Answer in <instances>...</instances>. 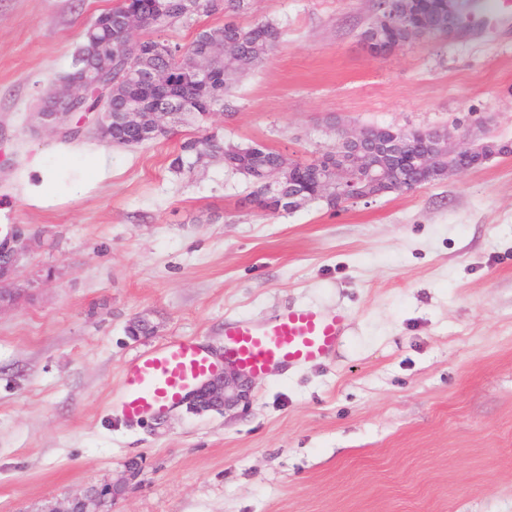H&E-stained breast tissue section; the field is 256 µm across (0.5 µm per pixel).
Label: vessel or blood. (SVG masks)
Masks as SVG:
<instances>
[{"instance_id":"1","label":"vessel or blood","mask_w":512,"mask_h":512,"mask_svg":"<svg viewBox=\"0 0 512 512\" xmlns=\"http://www.w3.org/2000/svg\"><path fill=\"white\" fill-rule=\"evenodd\" d=\"M345 327L342 315L291 307L260 327L237 320L226 322L227 351L221 360L199 341L167 342L125 366L119 410L129 422L161 415L226 360L240 362L257 376L286 366L320 363L334 351Z\"/></svg>"}]
</instances>
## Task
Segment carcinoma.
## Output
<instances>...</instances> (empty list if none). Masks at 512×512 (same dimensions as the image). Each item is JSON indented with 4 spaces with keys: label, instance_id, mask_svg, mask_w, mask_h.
<instances>
[{
    "label": "carcinoma",
    "instance_id": "carcinoma-1",
    "mask_svg": "<svg viewBox=\"0 0 512 512\" xmlns=\"http://www.w3.org/2000/svg\"><path fill=\"white\" fill-rule=\"evenodd\" d=\"M155 0H133L132 6L141 12L143 25L138 34L118 31L115 15L125 3L100 13L94 28L85 33L90 41L112 56L114 71L122 69L139 44L162 43L165 50L156 51L139 59L140 81L121 82L112 92V139L134 141L141 139V132L152 123V113L160 111L169 101V96H184L191 101V112H231L235 109L230 94L234 78L262 64L276 49L282 32L269 22H256L244 26L235 17L247 10L250 0H200V12L205 15H222L224 23L200 29L187 44L173 43L168 34L177 26H189L194 17L182 10L180 0H167L168 7L159 12L154 8ZM381 16H390L388 27L373 23L364 32L368 47L375 51L390 50L411 38L423 34L448 33V0H378ZM211 42L224 44V60L205 54ZM198 67L212 71L213 80L199 84L190 80ZM155 72L166 73V82L157 85L149 80ZM135 110L142 121L129 124L123 113ZM210 142L211 150L221 158L224 165L242 174H252L253 190L245 199L246 204L263 212L279 213L285 209L281 201L288 197V182L279 181L280 193L269 195L263 190L264 183L278 177L282 159L281 152L262 147L254 152H245L238 146L224 143L215 134L190 138L182 142L180 154L173 161L175 169L181 171L188 156Z\"/></svg>",
    "mask_w": 512,
    "mask_h": 512
}]
</instances>
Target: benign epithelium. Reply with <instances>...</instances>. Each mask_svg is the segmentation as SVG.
Here are the masks:
<instances>
[{"label":"benign epithelium","instance_id":"7a95c632","mask_svg":"<svg viewBox=\"0 0 512 512\" xmlns=\"http://www.w3.org/2000/svg\"><path fill=\"white\" fill-rule=\"evenodd\" d=\"M112 79V65L108 62L87 70L78 80L63 81L46 96L39 98L32 113L36 126L61 139L79 128L84 136L88 127L97 134L112 124V96L99 105L90 120L77 119L83 91L105 80ZM405 130L389 127L379 130L362 128L356 132L339 131L334 153L319 157L312 168L317 178V192L336 198V204L372 199L389 192L407 191L417 187L408 173L424 169L441 177L473 169L497 153L490 143L476 145L465 139H456L446 130L431 133L430 139L415 150H409ZM283 169L288 171V209L306 202L307 190L303 184V167L290 158ZM34 239L14 226L0 238V310L14 305L26 292L15 287V272L21 260L33 248ZM249 389L245 371L238 367L232 372L221 371L211 375L189 397L190 409L195 411H223L246 397ZM125 480L115 481L102 488L85 491L70 499L65 507L52 506L48 512H111L112 502L121 496Z\"/></svg>","mask_w":512,"mask_h":512}]
</instances>
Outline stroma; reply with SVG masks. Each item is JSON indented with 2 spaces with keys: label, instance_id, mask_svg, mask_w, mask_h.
I'll return each instance as SVG.
<instances>
[{
  "label": "stroma",
  "instance_id": "1",
  "mask_svg": "<svg viewBox=\"0 0 512 512\" xmlns=\"http://www.w3.org/2000/svg\"><path fill=\"white\" fill-rule=\"evenodd\" d=\"M118 0H0V230L36 243L31 292L0 312V512H44L136 463L112 512H512V154L369 201L279 214L245 177L172 167L205 134L305 162L338 129H446L512 145V37L465 11L447 36L385 54L375 0H251L282 38L232 88L235 111L168 137L62 145L34 102ZM101 155L33 206L37 157ZM343 314L316 365L253 378L221 412L179 404L126 422L125 365L173 338L224 348V322L290 306Z\"/></svg>",
  "mask_w": 512,
  "mask_h": 512
}]
</instances>
